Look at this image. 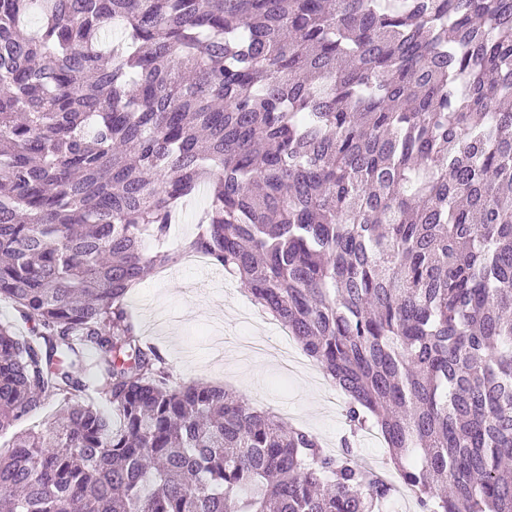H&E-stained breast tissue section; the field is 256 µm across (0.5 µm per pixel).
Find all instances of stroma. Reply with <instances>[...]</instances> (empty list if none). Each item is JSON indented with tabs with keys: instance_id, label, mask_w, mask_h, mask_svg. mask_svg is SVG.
<instances>
[{
	"instance_id": "1",
	"label": "stroma",
	"mask_w": 512,
	"mask_h": 512,
	"mask_svg": "<svg viewBox=\"0 0 512 512\" xmlns=\"http://www.w3.org/2000/svg\"><path fill=\"white\" fill-rule=\"evenodd\" d=\"M249 306L244 284L227 280L222 268L202 270L184 262L148 273L129 297L142 336L157 348L175 380L223 384L309 431L326 450L336 451L347 437L356 455L389 469L384 443L351 433L345 396L313 362L297 365L287 377L275 355L243 353L244 345L261 336L297 345L276 321L242 322L238 314Z\"/></svg>"
}]
</instances>
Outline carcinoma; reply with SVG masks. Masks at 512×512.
<instances>
[{
    "label": "carcinoma",
    "mask_w": 512,
    "mask_h": 512,
    "mask_svg": "<svg viewBox=\"0 0 512 512\" xmlns=\"http://www.w3.org/2000/svg\"><path fill=\"white\" fill-rule=\"evenodd\" d=\"M509 99L512 0H0V299L27 327L0 323V512L390 500L144 342L130 291L202 189L181 251L302 345L419 512H512Z\"/></svg>",
    "instance_id": "carcinoma-1"
}]
</instances>
